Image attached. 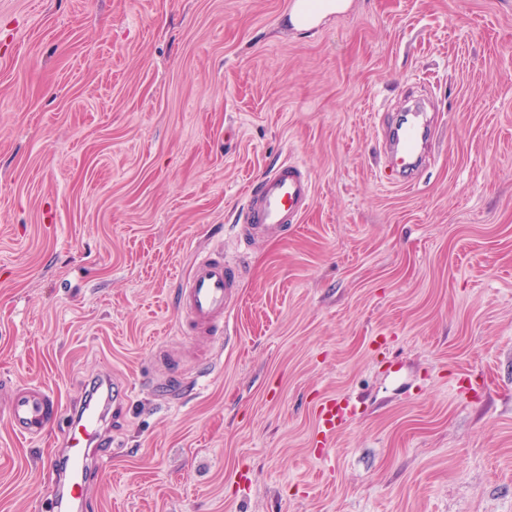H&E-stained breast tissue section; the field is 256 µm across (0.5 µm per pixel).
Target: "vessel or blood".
<instances>
[{
    "label": "vessel or blood",
    "mask_w": 512,
    "mask_h": 512,
    "mask_svg": "<svg viewBox=\"0 0 512 512\" xmlns=\"http://www.w3.org/2000/svg\"><path fill=\"white\" fill-rule=\"evenodd\" d=\"M427 135L417 111L393 130L391 168L400 179H407L429 162V155L422 150ZM312 194L313 185L298 163L287 161L264 173L246 194L243 244L297 223L307 211ZM240 278L239 265L225 256L223 246L196 255L188 280L175 296L178 313L188 321L194 335L212 339L223 332L224 313ZM0 399L8 404L13 432L32 439L43 437L59 417H67L62 444L67 470L62 477V490L67 502L86 503L89 485L106 461L100 452L106 436L97 406L89 402L72 416H65L57 395L40 384L0 385ZM314 415L316 445L324 448L354 419L355 407L349 399L326 397L317 403Z\"/></svg>",
    "instance_id": "vessel-or-blood-1"
}]
</instances>
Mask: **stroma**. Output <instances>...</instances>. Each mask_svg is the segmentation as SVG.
Returning <instances> with one entry per match:
<instances>
[{
	"instance_id": "35a3bbf8",
	"label": "stroma",
	"mask_w": 512,
	"mask_h": 512,
	"mask_svg": "<svg viewBox=\"0 0 512 512\" xmlns=\"http://www.w3.org/2000/svg\"><path fill=\"white\" fill-rule=\"evenodd\" d=\"M0 0V382L121 453L83 512H512V0ZM432 161L387 179L408 94ZM313 196L238 246L251 181ZM223 244L241 287L201 368L174 293ZM187 391L152 388L161 353ZM357 419L318 460L314 404ZM62 424L0 404V512H51ZM340 1L342 0H301L295 4L289 22L295 27L302 26L301 24L313 27L329 14L341 10L345 5ZM0 398L8 404L9 422L17 435L43 437L61 416H65L57 395L40 384L0 385Z\"/></svg>"
}]
</instances>
